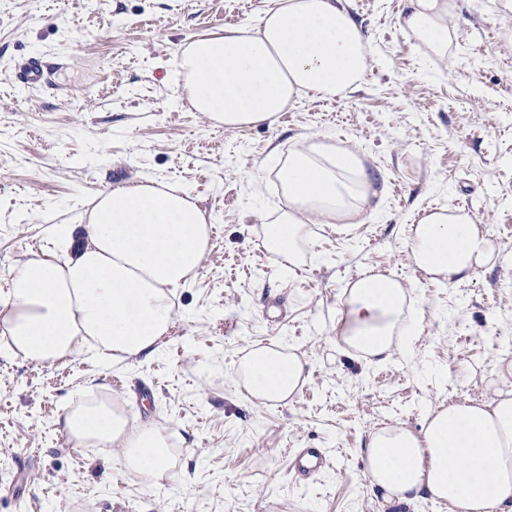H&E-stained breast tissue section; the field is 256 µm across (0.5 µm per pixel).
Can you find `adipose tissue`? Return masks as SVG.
Returning <instances> with one entry per match:
<instances>
[{
	"mask_svg": "<svg viewBox=\"0 0 512 512\" xmlns=\"http://www.w3.org/2000/svg\"><path fill=\"white\" fill-rule=\"evenodd\" d=\"M456 0H407L401 26L433 55L448 56ZM373 48L351 0H272L259 25L224 28L180 49L177 66L194 111L241 130L271 124L306 93L358 90ZM277 159L284 206L264 225L262 245L299 267L310 224H362L375 193L363 154L322 133L295 142ZM211 225L176 185L132 182L101 194L84 224L55 229L58 254L26 260L0 295V323L14 355L54 362L93 342L106 353L154 355L177 317L173 297L194 280L209 250ZM406 245L415 266L453 285L485 267L493 245L484 225L461 207L426 212ZM336 324L340 342L384 362L410 352L415 315L407 289L373 271L347 283ZM250 396L280 402L305 380V365L282 347H258L240 363ZM60 424L78 446L117 444L129 468L163 473L167 438L152 423H132L105 401L65 412ZM367 474L401 502L421 492L459 512H512V396L452 403L430 411L420 431L402 424L373 433Z\"/></svg>",
	"mask_w": 512,
	"mask_h": 512,
	"instance_id": "ef3b65f1",
	"label": "adipose tissue"
}]
</instances>
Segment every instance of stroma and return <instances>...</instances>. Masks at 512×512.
<instances>
[{
  "label": "stroma",
  "mask_w": 512,
  "mask_h": 512,
  "mask_svg": "<svg viewBox=\"0 0 512 512\" xmlns=\"http://www.w3.org/2000/svg\"><path fill=\"white\" fill-rule=\"evenodd\" d=\"M497 2L458 0L440 60L401 29L406 0H352L375 51L362 87L230 130L190 107L176 52L259 24L270 0H0V294L16 265L54 251L55 226L86 223L125 182L184 187L213 224L153 357L43 363L0 343V512H449L388 496L361 450L381 426L420 430L450 396L512 392V30ZM31 59L36 87L17 79ZM323 132L365 155L377 206L364 224L309 225L291 272L260 247L281 205L266 160ZM448 205L494 243L492 264L456 285L431 281L406 247L410 224ZM368 269L402 280L417 310L412 352L386 362L336 340L342 290ZM275 297L286 316L274 325ZM272 344L306 363L284 402L252 398L237 375ZM91 398L176 436L169 470L137 477L121 448L70 441L58 421ZM293 448L329 449L334 470L295 482Z\"/></svg>",
  "instance_id": "35a3bbf8"
}]
</instances>
